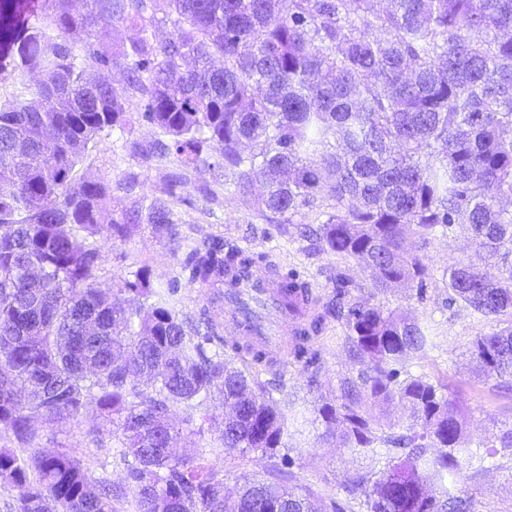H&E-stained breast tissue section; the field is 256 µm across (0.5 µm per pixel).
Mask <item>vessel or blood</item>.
<instances>
[{
	"label": "vessel or blood",
	"mask_w": 512,
	"mask_h": 512,
	"mask_svg": "<svg viewBox=\"0 0 512 512\" xmlns=\"http://www.w3.org/2000/svg\"><path fill=\"white\" fill-rule=\"evenodd\" d=\"M286 292L278 288L266 269L256 267L236 287L225 289L226 322L234 333L250 337L266 353L280 351V339L291 328H300L301 308H288Z\"/></svg>",
	"instance_id": "b4317fda"
}]
</instances>
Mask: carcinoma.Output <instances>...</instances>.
Instances as JSON below:
<instances>
[{
  "instance_id": "carcinoma-1",
  "label": "carcinoma",
  "mask_w": 512,
  "mask_h": 512,
  "mask_svg": "<svg viewBox=\"0 0 512 512\" xmlns=\"http://www.w3.org/2000/svg\"><path fill=\"white\" fill-rule=\"evenodd\" d=\"M91 16L136 35L117 52L79 48ZM163 25L172 32L159 40ZM0 35V74L37 76L0 101V429L23 447L0 448V484L15 492L16 512H114L122 488L91 481L73 451L34 447L41 421L89 412L112 423L134 460L135 512H321L282 473L229 486L204 458L168 447L185 429L216 424L207 402L218 380L233 408L224 447L244 456L288 447L274 397L284 382L208 353L224 338L205 317L203 333L163 306L141 316L148 273L101 279L91 239L112 197L77 172L102 132L125 131L131 96L170 138L158 155L198 170L217 154L227 194L250 193L262 176L257 212L366 263L378 293L423 295L422 249L468 225L476 259L448 268L453 300L486 318L512 312V211L497 205L512 198V0H393L382 12L374 0H89L84 14L72 0H41ZM114 65L128 96L90 77ZM327 199V219L307 225ZM173 223L165 202L144 196L112 236L133 224L170 234ZM265 261L220 238L193 248L183 269L204 288ZM350 287L337 277L336 298L297 336L310 340L334 317L363 366L358 381L342 382L341 403L319 409L337 447L382 450L383 469L349 484L365 512H469L462 480L474 448L482 462L512 457V428L468 435L448 384L406 369L427 354V327ZM288 289L308 306L320 301L307 281L293 277ZM469 354L483 378H512V325L476 337ZM392 404L406 412L399 426L378 413ZM178 405L187 410L179 424Z\"/></svg>"
}]
</instances>
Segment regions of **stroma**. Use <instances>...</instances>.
Returning a JSON list of instances; mask_svg holds the SVG:
<instances>
[{"mask_svg": "<svg viewBox=\"0 0 512 512\" xmlns=\"http://www.w3.org/2000/svg\"><path fill=\"white\" fill-rule=\"evenodd\" d=\"M162 136L160 129L132 117L128 133H101L78 167L79 175L102 182L112 191V202L102 216L104 228L97 238L104 279L117 282L146 268L154 302L183 318H198L206 310L220 324L224 321L223 286L191 285L181 268L187 253L203 240L224 238L242 248L268 253L280 273L299 274L324 302L335 296L337 276H345L357 286L358 296L386 309L408 312L430 327L432 344L426 357L410 359L407 368L415 374L448 381L470 435L512 427V379L479 378L469 357L475 337L507 326L512 318L492 320L470 314L460 303L450 300L445 285L449 265L473 252L466 226H457L449 238L432 237L424 248L432 278L422 300L411 288L375 292L370 272L363 265L338 259L323 251L318 242L268 223L259 216L253 196L225 194L224 168L219 164L187 172L179 199L170 201L177 238L158 234L151 225L138 224L124 240L113 239L111 224L130 204L120 183L135 177L138 194L160 198L169 176L177 170L172 158L154 153V144ZM205 188L213 193V200L202 196ZM345 334L342 322L326 318L322 331L308 342L307 353L288 354L273 368L253 366L252 372L259 379H270L277 372L286 383L289 403L285 412L292 420L287 448L271 455L243 456L236 449L224 447L215 428L201 435L182 432L175 441L179 455L205 457L230 481L266 480L271 473L287 471L293 476L292 486L312 492L324 512H364L360 494L350 492L347 482L355 472L378 469V458L372 453L358 455L337 447L334 439L326 437L319 415L323 405L337 404L341 380L357 378L361 369L349 356ZM37 445L50 451L79 452L92 478H107L115 484L125 481L128 462L117 450L111 424L94 425L88 415L66 422L46 421L40 426ZM464 488L470 512H512V460L487 463L485 470L465 481Z\"/></svg>", "mask_w": 512, "mask_h": 512, "instance_id": "35a3bbf8", "label": "stroma"}]
</instances>
